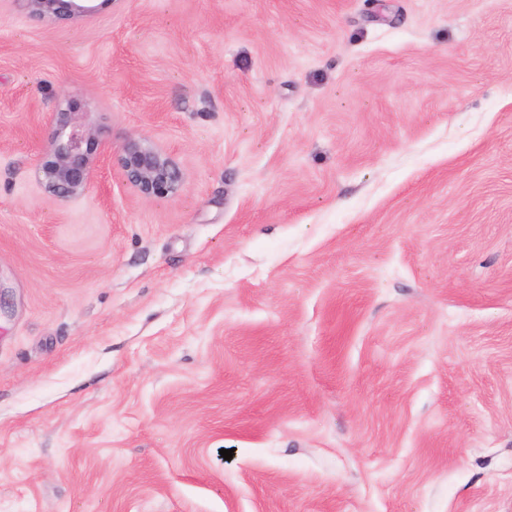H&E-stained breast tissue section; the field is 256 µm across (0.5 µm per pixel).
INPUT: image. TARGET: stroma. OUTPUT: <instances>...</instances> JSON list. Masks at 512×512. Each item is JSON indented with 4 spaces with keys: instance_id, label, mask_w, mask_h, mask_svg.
Listing matches in <instances>:
<instances>
[{
    "instance_id": "1",
    "label": "stroma",
    "mask_w": 512,
    "mask_h": 512,
    "mask_svg": "<svg viewBox=\"0 0 512 512\" xmlns=\"http://www.w3.org/2000/svg\"><path fill=\"white\" fill-rule=\"evenodd\" d=\"M96 6L0 0V512H512V0ZM96 0H26L30 12L39 17L74 18L93 14ZM85 114L68 103L67 109L50 117V149L38 173L46 190L60 201L85 194L93 183L95 157L90 146L94 133ZM117 165L123 180L144 198L175 194L182 181L178 162L145 138H128L117 152Z\"/></svg>"
}]
</instances>
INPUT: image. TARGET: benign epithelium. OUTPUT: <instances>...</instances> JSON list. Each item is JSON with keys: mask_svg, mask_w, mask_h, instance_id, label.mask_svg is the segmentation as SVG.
Segmentation results:
<instances>
[{"mask_svg": "<svg viewBox=\"0 0 512 512\" xmlns=\"http://www.w3.org/2000/svg\"><path fill=\"white\" fill-rule=\"evenodd\" d=\"M39 17L74 18L96 11L94 0H26ZM50 149L39 165L46 190L60 201L85 194L91 188L95 157L91 152L94 133L84 113L73 106L50 117ZM117 165L124 181L144 198L165 197L177 192L182 172L178 162L145 138L127 139L117 152Z\"/></svg>", "mask_w": 512, "mask_h": 512, "instance_id": "7a95c632", "label": "benign epithelium"}]
</instances>
